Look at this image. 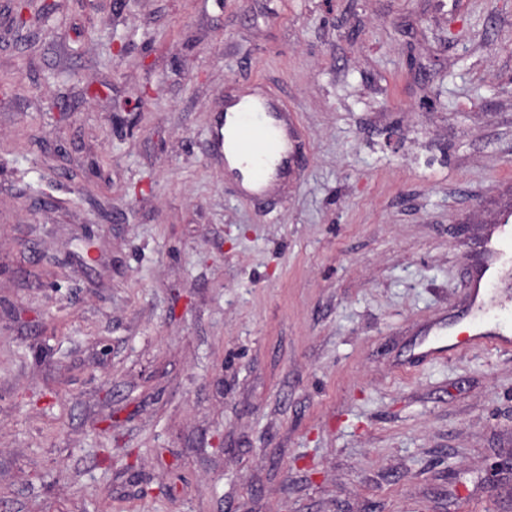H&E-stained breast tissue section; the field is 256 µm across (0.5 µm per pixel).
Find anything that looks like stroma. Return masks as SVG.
I'll use <instances>...</instances> for the list:
<instances>
[{"label":"stroma","instance_id":"stroma-1","mask_svg":"<svg viewBox=\"0 0 512 512\" xmlns=\"http://www.w3.org/2000/svg\"><path fill=\"white\" fill-rule=\"evenodd\" d=\"M0 0V512H512V0ZM287 112L262 201L211 104ZM485 253V262L470 282L472 298L475 303H478L481 306L493 303L494 301L493 298H489L486 293V280L490 277L492 270L497 267L501 259V251L498 245L489 244L485 249Z\"/></svg>","mask_w":512,"mask_h":512}]
</instances>
